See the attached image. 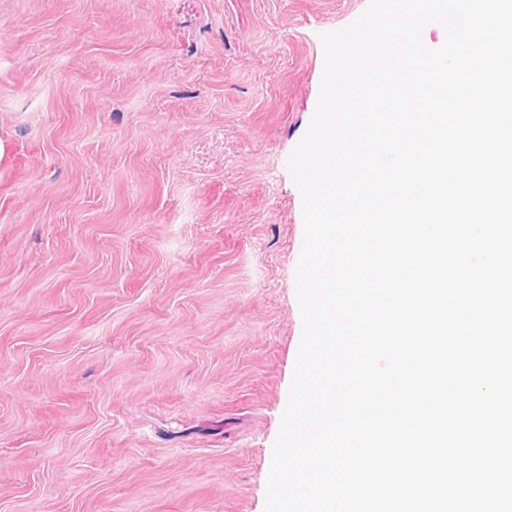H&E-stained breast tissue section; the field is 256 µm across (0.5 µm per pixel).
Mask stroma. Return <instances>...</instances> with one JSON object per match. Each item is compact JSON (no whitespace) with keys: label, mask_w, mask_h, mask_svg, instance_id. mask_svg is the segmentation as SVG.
Here are the masks:
<instances>
[{"label":"stroma","mask_w":512,"mask_h":512,"mask_svg":"<svg viewBox=\"0 0 512 512\" xmlns=\"http://www.w3.org/2000/svg\"><path fill=\"white\" fill-rule=\"evenodd\" d=\"M369 0H0V512H264L322 33Z\"/></svg>","instance_id":"obj_1"}]
</instances>
